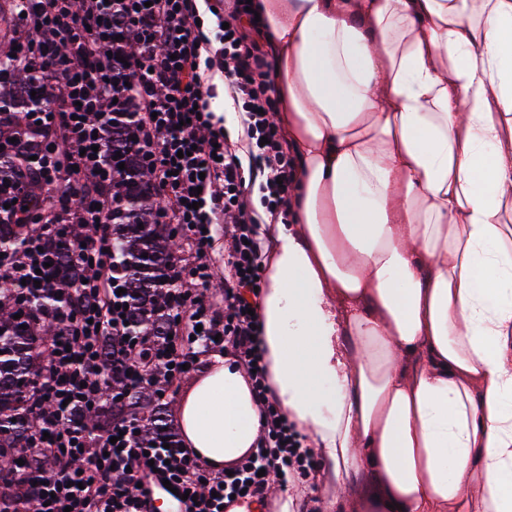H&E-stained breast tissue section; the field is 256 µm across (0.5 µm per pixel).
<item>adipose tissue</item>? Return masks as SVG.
Segmentation results:
<instances>
[{"instance_id":"obj_1","label":"adipose tissue","mask_w":512,"mask_h":512,"mask_svg":"<svg viewBox=\"0 0 512 512\" xmlns=\"http://www.w3.org/2000/svg\"><path fill=\"white\" fill-rule=\"evenodd\" d=\"M295 155L260 300L269 382L345 489L512 512V0H253ZM182 444L250 453L254 391L213 354Z\"/></svg>"}]
</instances>
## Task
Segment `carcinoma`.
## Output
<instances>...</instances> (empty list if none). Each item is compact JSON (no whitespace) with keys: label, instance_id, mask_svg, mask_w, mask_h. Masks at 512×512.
Wrapping results in <instances>:
<instances>
[{"label":"carcinoma","instance_id":"carcinoma-1","mask_svg":"<svg viewBox=\"0 0 512 512\" xmlns=\"http://www.w3.org/2000/svg\"><path fill=\"white\" fill-rule=\"evenodd\" d=\"M12 81L18 83L26 95L17 100L0 97V110L10 113L12 121L20 125L26 121L30 108L40 105L50 93L27 69L13 71ZM41 151L42 147L31 140L15 147L12 154L0 149V187L9 188L8 178L19 161ZM113 152L120 153V157L112 161V195L116 204L112 210V247L124 275L122 288L126 289L128 325L138 333L164 336L168 317L159 315L166 307L161 280L166 262L178 247V239L169 225L156 221L159 195L149 170L122 141L113 140ZM122 162L125 163L123 169L119 168ZM38 228L37 224L0 221V247L15 248ZM69 236L68 232L47 242V252L56 257L58 276L66 285L81 281L83 275L81 267L72 264L64 252ZM75 301L77 297L69 294L61 308L52 307L48 314L35 319L23 312L18 303L0 299V422L7 424V429L0 432V444L25 447L30 415L22 405L24 394L33 383L38 361L46 357L45 346L59 335L61 323ZM16 314L20 318H14Z\"/></svg>","mask_w":512,"mask_h":512}]
</instances>
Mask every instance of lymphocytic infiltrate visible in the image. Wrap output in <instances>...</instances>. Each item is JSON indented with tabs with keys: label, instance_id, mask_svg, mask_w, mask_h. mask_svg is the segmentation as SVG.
<instances>
[{
	"label": "lymphocytic infiltrate",
	"instance_id": "lymphocytic-infiltrate-1",
	"mask_svg": "<svg viewBox=\"0 0 512 512\" xmlns=\"http://www.w3.org/2000/svg\"><path fill=\"white\" fill-rule=\"evenodd\" d=\"M13 43L20 65L64 93L30 112L29 130L0 114V140L27 135L63 137V154L46 152L15 168L0 207L22 212L30 197H48L49 224L0 257V283L31 312L47 308L63 290L46 266L47 241L59 226L78 230L71 253L85 271L79 303L58 341L37 368L24 397L31 410L27 456L32 477L1 482L10 491L0 512H151L144 478L170 481L191 492L185 512H220L240 498L265 501L272 477L281 485L312 467L301 436L285 421L268 382L257 334L264 269L259 225L285 220L296 187L293 155L275 120L272 64L255 40L257 25L240 0H15ZM239 114L232 139L210 107L213 74ZM124 124L130 147L153 173L163 204L157 221L185 242L168 263L170 339L126 337L119 311L125 299L111 252L113 203L111 133ZM79 179L58 187L61 174ZM224 256L223 312L209 293V253L216 230ZM186 337L180 351L173 337ZM113 359H105L102 338ZM250 371L261 431L256 446L231 471H212L183 444L146 442V423L114 416L99 433L75 413L101 409L116 386L165 387L215 349Z\"/></svg>",
	"mask_w": 512,
	"mask_h": 512
}]
</instances>
